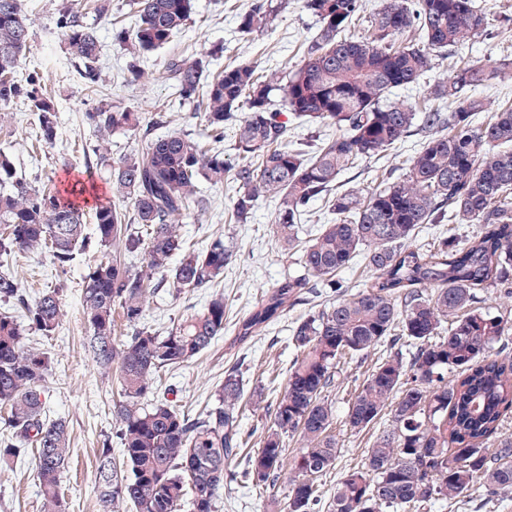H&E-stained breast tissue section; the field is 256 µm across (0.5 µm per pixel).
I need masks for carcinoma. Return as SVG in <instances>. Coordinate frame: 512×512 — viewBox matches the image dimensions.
Segmentation results:
<instances>
[{
  "label": "carcinoma",
  "instance_id": "cac0c4a2",
  "mask_svg": "<svg viewBox=\"0 0 512 512\" xmlns=\"http://www.w3.org/2000/svg\"><path fill=\"white\" fill-rule=\"evenodd\" d=\"M364 0H304L320 23L303 63L281 77L263 76L240 63L213 72L207 56L177 54L164 70L180 97L204 112L208 138L224 139L235 126L237 150L247 159L234 173V215L244 220L258 201L277 209L273 237L296 250L304 274L267 290L236 323L233 343H244L314 288L337 292L323 309L299 318L292 330L295 355L276 402L274 420L259 447L244 452L248 437L238 421L245 399L240 369L224 371L215 403L193 417L159 395L157 377L210 348L224 334V293L215 282L236 256L218 234L200 250L187 246L181 225L204 209L202 181L224 183L229 167L220 151L175 130L140 152L112 157V134L135 131L145 116L117 105L86 113L100 165L112 184V202L88 208L73 202L89 193L96 172L88 162L65 160L80 178L60 188L55 174L34 187L18 177L0 149V256L36 254L65 271L90 247L106 256L82 279V314L93 361L115 376L112 437L97 454L96 495L101 512L130 504L136 512H215L220 491L233 483L267 488L289 469L288 494L277 512H315L321 480L340 453L338 417L329 389L340 366L388 340L407 352L383 353L355 389L344 425L359 433L385 416L391 424L365 462L345 474L328 512H420L438 501L465 498L479 483L488 495L512 489V438L500 437L512 416V358L495 345L512 336V319L476 306V289H507L512 298V106L479 123L488 111L476 90L512 62H462L433 84L430 95L448 102L419 110L394 96L427 76L439 55L475 40L488 20L477 0H381L366 20L367 35L345 36L364 12ZM281 5L259 0L240 22L250 34L268 27ZM84 6L64 0L56 27L75 71L90 92L103 82L97 28L83 21ZM133 28L116 27L126 55L127 81L147 87L159 73L143 65L149 53L174 40L196 14L195 0H128ZM35 16L26 0H0V121L23 106L33 113L30 136L45 148L59 134V106L33 69L21 72ZM280 96L285 111L336 136L309 152L282 145L287 132L271 110ZM247 112L238 116L242 106ZM421 127L425 142L402 176L372 192L337 186L362 158L396 147ZM325 203L336 220L300 242L311 204ZM473 224L462 238L416 242L425 224ZM140 257L129 266L125 257ZM362 258L370 276L355 291L336 284L337 272ZM23 281L0 274V301L23 310L27 326L0 312V466L24 446L36 450V483L43 512H64L60 477L72 456L67 421L45 412L44 383L51 357L28 343V332L50 337L66 319L59 292L32 301ZM203 292L202 311L165 335L142 319L156 291ZM129 333L118 335L115 315ZM122 463L112 457L111 439ZM300 451L288 457V440ZM245 453V467L231 462Z\"/></svg>",
  "mask_w": 512,
  "mask_h": 512
}]
</instances>
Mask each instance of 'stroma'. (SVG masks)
<instances>
[{
  "mask_svg": "<svg viewBox=\"0 0 512 512\" xmlns=\"http://www.w3.org/2000/svg\"><path fill=\"white\" fill-rule=\"evenodd\" d=\"M60 0H30L36 12L29 61L38 65L45 85L59 104L60 135L55 145L33 149L26 134L33 118L30 113H16L12 125L0 129V148L8 149L18 174L33 185H42L46 173H55L65 179L60 165L64 157L92 145V135L85 115L104 103H112L133 112L144 113L154 125L150 133L121 131L112 137L113 155L136 152L145 147L148 139L167 135V125L155 123L156 114L179 112L184 117V130L193 136L205 131V119L196 105L181 100L171 81L160 79L150 91L127 84L126 60L112 39L111 20L130 24L131 18L125 0H112V17L105 20L94 12H87L85 20L99 31L103 48L102 60L110 79L101 92L89 93L77 78L68 57L64 38L55 26L56 9ZM256 0H197L195 21L189 24L179 41L148 55L146 67L164 70L168 59L176 53L207 55L212 68L247 62L259 74L291 70L302 64L306 46L317 35L319 21L305 10L303 0H284V6L268 28L249 34L241 33L239 24L244 13L253 8ZM487 13L488 34L451 49L436 57L434 68L419 85L398 91V98L412 103L426 99L429 85L445 77L457 60L493 63L512 58V37L503 35L500 21L503 15H512V0H479ZM421 135L415 134L396 148L371 159L358 160L345 172L341 183L372 191L382 187L387 177L403 174L407 158L418 149ZM204 195L210 202L208 211L190 218L182 233L193 248L205 247L211 235L224 234L233 238L240 260L224 270L218 281L224 292L226 315L224 334L217 337L212 347L192 362L162 372L159 388L174 389L183 410L190 415L200 414L207 404L214 402L224 371L239 365L246 391L262 390V400L248 405L242 415L244 432L266 427L274 413L279 387L273 386L275 377L286 376L292 363L293 351L289 345L291 329L302 315L318 310L321 300L308 301L286 312L259 336L247 343L230 346L234 326L255 303L261 293L288 276L300 275L287 251L273 239L270 226L275 216V204L264 199L254 208L247 221H237L233 214L236 184L232 176H225L224 184L212 187L203 184ZM96 253L77 256L67 273H59L46 258L24 260L28 277L25 291L28 298H36L49 289H58L67 312L60 330L40 344L51 356V367L45 382L46 410L50 416L66 418L70 426L73 454L61 474V490L66 512H99L95 493L96 450L102 440L112 433V399L114 386L103 377L87 347V332L81 309L79 284ZM206 301L200 293L172 294L162 289L151 303L143 320L145 327L164 334L180 321L199 311ZM379 428L358 435L337 430L341 453L333 469L321 481L323 501H330L341 478L362 459V453L379 435ZM35 456L22 453L15 458L9 470H0V512H42V500L34 481ZM287 477H280L275 489L263 491L233 487L221 491L216 512H270L275 499L284 497ZM430 512H512V490L496 497H485L481 486H474L461 502L438 503Z\"/></svg>",
  "mask_w": 512,
  "mask_h": 512,
  "instance_id": "obj_1",
  "label": "stroma"
}]
</instances>
